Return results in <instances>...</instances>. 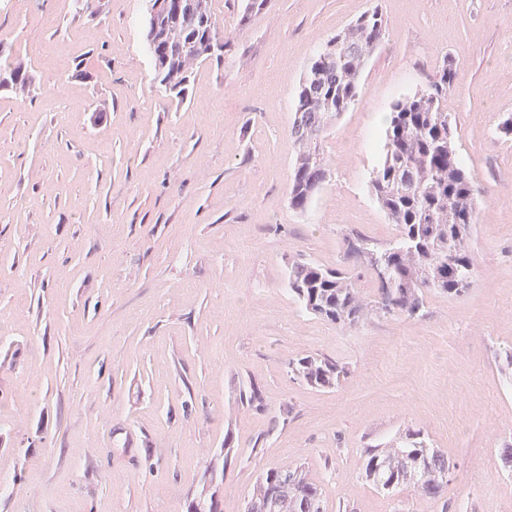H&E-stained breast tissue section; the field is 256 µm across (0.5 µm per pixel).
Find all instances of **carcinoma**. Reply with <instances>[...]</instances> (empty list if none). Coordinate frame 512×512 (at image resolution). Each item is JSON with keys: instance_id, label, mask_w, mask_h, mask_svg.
I'll list each match as a JSON object with an SVG mask.
<instances>
[{"instance_id": "1", "label": "carcinoma", "mask_w": 512, "mask_h": 512, "mask_svg": "<svg viewBox=\"0 0 512 512\" xmlns=\"http://www.w3.org/2000/svg\"><path fill=\"white\" fill-rule=\"evenodd\" d=\"M211 3L148 0L145 33L160 87L180 92L199 62L224 57L226 43ZM385 31L379 10L362 15L328 40L300 80L291 127L297 150L291 208L305 210L326 182L329 169L319 138L355 102L361 72ZM456 78L453 67L443 64L425 89L394 102L384 119V157L372 172L370 190L398 235L385 248L362 241L353 251L373 272H384L378 297L365 298L350 272L294 259L288 263V288L307 312L343 326H355L376 311L414 318L425 308L426 293L459 297L470 288L474 263L469 239L479 189L448 140L451 121L441 108ZM29 85L25 62L0 67V87L24 94ZM289 367L319 389L335 387L348 373L343 362L314 355L294 359ZM448 467L447 453L429 447L421 432L408 431L396 443L367 450L364 474L388 493L410 486L421 498L437 501L448 489ZM245 512H325L322 489L299 466L269 469Z\"/></svg>"}]
</instances>
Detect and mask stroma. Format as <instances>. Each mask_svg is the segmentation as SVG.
<instances>
[{"instance_id":"stroma-1","label":"stroma","mask_w":512,"mask_h":512,"mask_svg":"<svg viewBox=\"0 0 512 512\" xmlns=\"http://www.w3.org/2000/svg\"><path fill=\"white\" fill-rule=\"evenodd\" d=\"M245 2L212 0L224 57L178 97L153 80L146 0H26L21 14L0 0V63L33 76L26 94L0 87V454L15 461L0 512H188L210 493L244 512L259 475L286 465L320 484L326 512H512V140L498 131L512 0H269L244 23ZM375 7L386 35L319 142L329 177L292 209L298 81ZM445 59L457 81L442 105L480 190L470 289L427 293L415 318L314 317L288 291L289 260L352 270L376 298L348 245L397 235L369 189L382 120ZM54 74L64 96L47 91ZM305 354L346 378L300 382L289 363ZM409 429L454 464L446 503L365 481L367 449Z\"/></svg>"}]
</instances>
